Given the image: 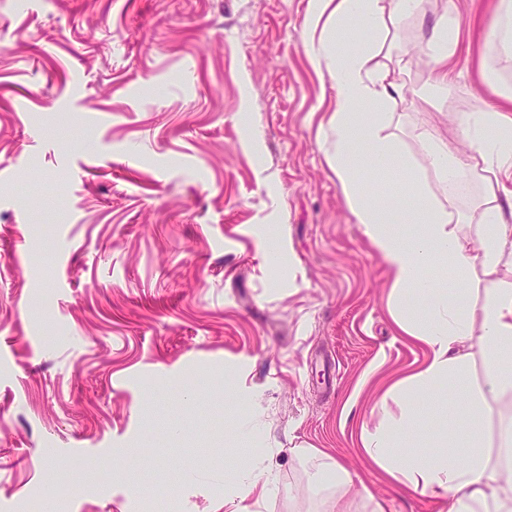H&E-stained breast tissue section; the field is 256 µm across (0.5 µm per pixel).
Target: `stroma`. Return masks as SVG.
I'll list each match as a JSON object with an SVG mask.
<instances>
[{"label":"stroma","instance_id":"1","mask_svg":"<svg viewBox=\"0 0 512 512\" xmlns=\"http://www.w3.org/2000/svg\"><path fill=\"white\" fill-rule=\"evenodd\" d=\"M493 0H418L391 28L413 93L388 128L467 153L460 120L512 90ZM309 0H0V512H440L362 449L401 421L420 453L448 387L396 327L383 260L317 141L334 108L303 42ZM456 19L452 94L420 111L430 22ZM273 493L226 496L243 419ZM351 473L312 497L306 453Z\"/></svg>","mask_w":512,"mask_h":512}]
</instances>
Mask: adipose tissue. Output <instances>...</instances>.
Returning a JSON list of instances; mask_svg holds the SVG:
<instances>
[{
	"mask_svg": "<svg viewBox=\"0 0 512 512\" xmlns=\"http://www.w3.org/2000/svg\"><path fill=\"white\" fill-rule=\"evenodd\" d=\"M417 0H312L305 21L307 53L318 72L328 73L335 94L334 109L318 128L327 162L336 176L344 202L371 248L387 264L394 303L407 294L419 295V314L394 311L400 330L420 341L430 358L401 380L406 391H424L436 384L467 388V345L473 334L483 344L482 394L512 399V220L499 203L508 189L500 178L512 162V110L488 105L469 114L460 128L470 153L460 156L428 127L416 139L431 167L440 198L421 184L399 197L366 192L351 167L358 158L374 168H401L407 163L397 142L385 131L387 107L401 100L404 86L381 62L392 25L415 13ZM455 24L440 15L431 26L432 59L439 72L433 89H448L445 69L452 54ZM478 180L484 210L476 237L453 223L449 189L458 180ZM411 219V236L394 231L395 223ZM447 263L454 274L452 288L438 287L428 278L433 265ZM481 416L471 415L465 441L448 431L436 441L437 453H408L396 429L383 425L365 432V453L386 474L403 477L408 488L446 499L448 512H512V484L499 481L512 471V422L499 430L496 454L484 443ZM272 466L258 448L246 449L226 486L231 495L267 493L273 485Z\"/></svg>",
	"mask_w": 512,
	"mask_h": 512,
	"instance_id": "ef3b65f1",
	"label": "adipose tissue"
}]
</instances>
